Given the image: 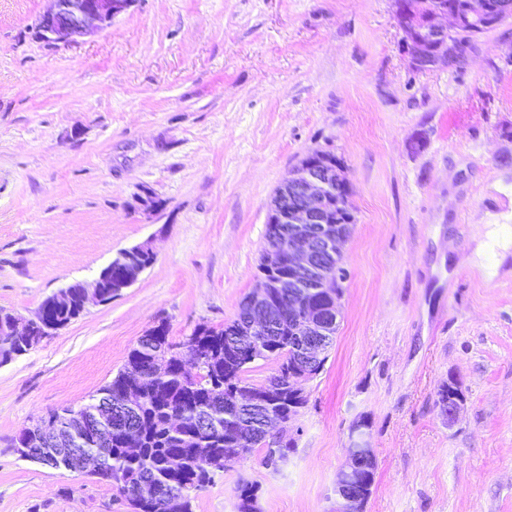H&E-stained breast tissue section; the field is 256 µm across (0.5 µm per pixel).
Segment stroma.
I'll list each match as a JSON object with an SVG mask.
<instances>
[{
  "label": "stroma",
  "instance_id": "obj_1",
  "mask_svg": "<svg viewBox=\"0 0 512 512\" xmlns=\"http://www.w3.org/2000/svg\"><path fill=\"white\" fill-rule=\"evenodd\" d=\"M48 6L0 0V310L33 317L135 244L155 260L0 364V512H128L115 487L20 458L16 436L87 403L157 324L180 343L234 319L269 201L313 150L351 184L338 332L287 460L254 449L194 512H237L242 476L260 512H331L358 424L366 512H512V251L493 275L475 255L486 225H512V19L420 73L392 0H135L58 47L36 31ZM443 383L439 386L436 392V406L439 408H448L447 411L441 413L443 417H445L448 422H453L464 405L463 399H455L452 403L448 402L452 397L463 396V392L456 386V383Z\"/></svg>",
  "mask_w": 512,
  "mask_h": 512
}]
</instances>
